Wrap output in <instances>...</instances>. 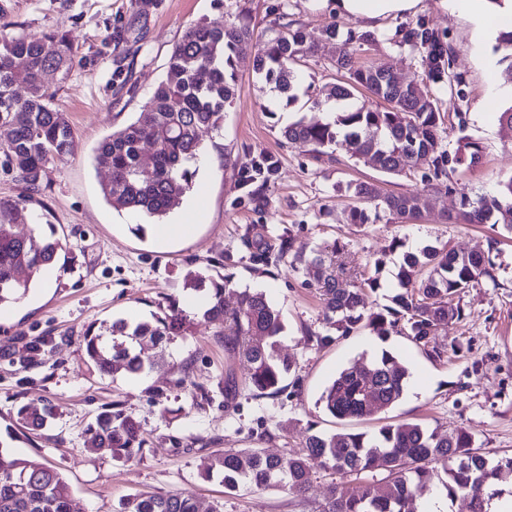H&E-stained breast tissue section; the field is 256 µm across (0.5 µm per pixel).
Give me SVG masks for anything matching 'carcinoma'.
I'll use <instances>...</instances> for the list:
<instances>
[{"label": "carcinoma", "mask_w": 512, "mask_h": 512, "mask_svg": "<svg viewBox=\"0 0 512 512\" xmlns=\"http://www.w3.org/2000/svg\"><path fill=\"white\" fill-rule=\"evenodd\" d=\"M0 7V155L3 166L15 170L24 192L32 195L48 183L50 165L74 150L73 132L54 103L57 88L49 77L66 76L79 63V54L64 34H49L55 49L47 53L43 44L24 31L9 32ZM398 43L421 53L425 80L440 93L457 90L464 98L462 77L452 70L445 37L419 19L402 27ZM247 25L212 26L198 22L190 26L174 45L167 63L166 78L135 113L129 124L112 131L98 145L95 160L110 171L102 185L105 200L117 211L162 217L190 190L194 172L190 163L197 158L203 129H217L224 122V110L235 99L237 77L233 56L252 40ZM374 40L369 31L348 29L337 47L336 70L341 80L326 93L336 102L329 118L302 117L282 130L290 142L312 146L314 158L328 154L339 136L350 142L353 156L367 158L382 173L398 176L420 172L424 186L437 192L452 189L458 168H472L483 158V146L476 139L459 137L454 153L442 148L443 116L437 99L426 94L413 80L399 81L392 66L383 62L370 68L355 66L357 48ZM255 68L265 81L288 94L297 80L294 65L312 54L317 39L301 28L279 26L274 36L256 42ZM503 70L512 82V31L499 36ZM23 77L27 95L14 92L17 77ZM365 90L385 103L367 109L353 102L355 93ZM150 144L152 151H144ZM278 171L271 157L251 158L234 165V176L243 190L242 201L256 202ZM346 191L355 201L349 213L353 224L370 222L369 208L383 211L391 223H412L425 209L419 195H381L366 181L350 183ZM23 201L0 200V305L26 289L31 279L55 262L61 245L53 236L14 231L29 223ZM455 220L460 224H506L512 230V177L498 182L491 195H460ZM280 243L265 238L251 241L252 260L266 266L282 263L306 264L322 289L325 319L343 336L359 326L376 336L392 333L410 337L426 347L438 329L463 315L461 294L481 278L492 282L495 263L483 253H458L447 247L427 246L408 252L396 274L397 292L388 306L368 315L363 308L365 290L381 287L376 276L340 279L317 256L305 261L292 251L290 236ZM28 279L21 280L20 272ZM230 276H206L189 271L187 284L208 290L209 306L202 317L221 325L224 345L237 351L248 364L243 385L230 386L232 393L244 388L254 398L276 397L286 389L293 362L282 355L279 336L283 326L280 313L264 293L244 290L237 306H224V290ZM193 322L175 304L163 315L135 324L125 319L89 326L82 336L87 360L99 372L123 370L139 375L163 362L161 349L176 336L192 333ZM408 370L388 352L341 369L322 393L320 402L333 417L362 420L374 411H385L403 396ZM53 419L52 411L33 403L21 405L15 415L19 428L37 430ZM91 449L109 448L117 461L138 455L146 444L140 421L119 403L106 405L88 425ZM323 459L325 467L347 476L381 468L387 476L352 491L340 484L328 490L322 512H415L416 494L432 490L435 469H441L442 489L448 500H469L470 512H486L485 503L512 488V457L489 459L474 447V435L465 429L429 431L418 423L385 425L368 435L364 432H336L306 436L303 450L293 456H267L260 451L231 450L211 456L202 476L223 478L224 489L234 492L242 485L257 489L273 486L301 495L309 486L308 459ZM71 489L60 472L35 459H5L0 450V512H70ZM118 512H198L188 494L140 493L120 502Z\"/></svg>", "instance_id": "1"}]
</instances>
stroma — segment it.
Listing matches in <instances>:
<instances>
[{"label": "stroma", "instance_id": "1", "mask_svg": "<svg viewBox=\"0 0 512 512\" xmlns=\"http://www.w3.org/2000/svg\"><path fill=\"white\" fill-rule=\"evenodd\" d=\"M8 21L38 36L67 35L83 59L63 82L56 104L65 112L77 150L55 161L48 185L25 198L41 233H54L62 248L51 280L37 279L16 300L0 306V445L7 457L50 463L72 490L71 512H116L122 499L142 492L188 493L199 512H321L326 488L338 476L322 460L309 462L305 494L281 488L256 491L241 486L225 493L220 479L201 475L211 454L227 449H262L291 456L306 435L377 431L381 426L420 423L440 432L465 428L485 455H512V232L504 225L454 223L460 188L493 191L512 177V140L502 137L498 116L484 113L489 78L471 22L446 11L441 0H420L415 11L368 26L337 18L316 0H0ZM318 34L313 56L298 68L300 100L317 97L337 79V42L321 35L331 23L340 29H370L376 40L357 49L358 65L391 63L401 81L419 79L418 51L397 43L400 26L423 18L444 33L455 72L464 80V99L441 93L445 113H463L464 133L484 147L481 164L459 169L455 190L425 192L419 177H392L352 155L338 141L335 162L312 158L302 142H289L282 129L301 116L254 70V46L234 59L238 78L235 104L216 131L201 133V161L193 162L192 186L167 224L193 225L192 234L160 241L148 231L147 216L117 211L101 185L108 178L96 166L95 150L113 129L129 123L166 75L173 46L200 21L215 26L249 23L255 35L267 34L277 17ZM121 39L108 41V28ZM268 156L278 174L261 203L242 204L233 166ZM368 181L381 193L425 194L424 216L409 224L380 220L348 221V183ZM32 223V224H33ZM266 236L291 234L294 249L311 252L333 244L344 275L377 272L379 289L365 291L366 311L390 304L395 274L406 251L448 245L461 253L487 250L498 240L496 281L481 280L462 296L465 316L441 327L432 340L443 357L430 356L408 336L378 338L360 328L318 347L306 333L324 331L318 288L303 269L289 264L267 268L250 258L242 239L249 230ZM402 249L381 251L392 240ZM384 258L375 267L376 258ZM230 276L224 301L235 306L245 288L264 291L281 313V345L293 360L299 382L291 393L255 400L245 392L224 396V378L244 380L248 368L217 334L215 324L194 325L191 335L175 337L164 351L162 368L131 377L100 374L85 360L80 340L93 323L136 315L150 317L167 300L185 303L188 271ZM389 351L409 371L407 389L389 409L361 421H341L325 412L320 397L336 373L361 356ZM208 387L207 409L193 405L189 381ZM120 402L141 423L147 440L140 456L113 460L109 449L92 451L85 430L103 404ZM52 406L55 417L38 432L19 430V404Z\"/></svg>", "mask_w": 512, "mask_h": 512}]
</instances>
